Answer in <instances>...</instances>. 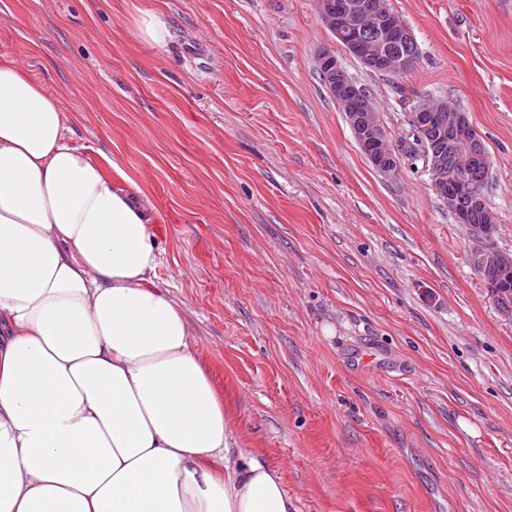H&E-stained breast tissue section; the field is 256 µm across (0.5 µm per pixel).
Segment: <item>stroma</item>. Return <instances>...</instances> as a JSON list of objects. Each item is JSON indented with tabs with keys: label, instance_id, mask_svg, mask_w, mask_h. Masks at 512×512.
<instances>
[{
	"label": "stroma",
	"instance_id": "obj_1",
	"mask_svg": "<svg viewBox=\"0 0 512 512\" xmlns=\"http://www.w3.org/2000/svg\"><path fill=\"white\" fill-rule=\"evenodd\" d=\"M389 2L406 74L335 52L392 142L422 100L466 114L512 253V0ZM332 41L312 0H0V60L152 203L154 282L299 512H512V316L423 157L389 179L360 151L317 73Z\"/></svg>",
	"mask_w": 512,
	"mask_h": 512
}]
</instances>
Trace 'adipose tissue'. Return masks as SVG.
<instances>
[{"label":"adipose tissue","instance_id":"adipose-tissue-1","mask_svg":"<svg viewBox=\"0 0 512 512\" xmlns=\"http://www.w3.org/2000/svg\"><path fill=\"white\" fill-rule=\"evenodd\" d=\"M0 61V512H298L238 448L146 206Z\"/></svg>","mask_w":512,"mask_h":512}]
</instances>
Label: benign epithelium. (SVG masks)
Returning <instances> with one entry per match:
<instances>
[{
	"mask_svg": "<svg viewBox=\"0 0 512 512\" xmlns=\"http://www.w3.org/2000/svg\"><path fill=\"white\" fill-rule=\"evenodd\" d=\"M312 2L335 41L346 43L348 52L363 66L394 76L409 71L414 58L392 51L391 43L397 39L411 40L413 34L390 11L388 0H345L336 8L329 0ZM315 60L321 70L330 73L332 80L326 82V88L344 113L362 153L381 175L396 176L401 169V157L409 153L413 143L405 142L401 151L390 144L373 100L362 94L331 48L318 50ZM411 125L413 137L422 146L433 191L448 204L457 223H470L471 212L483 209L474 173L488 165V156L472 133L466 114L446 101L428 100L414 107ZM462 200L467 206L460 205ZM496 227L492 213L485 214L483 222L473 227L481 244L470 250L468 260L471 266L493 268L508 280L512 278V254L490 246Z\"/></svg>",
	"mask_w": 512,
	"mask_h": 512,
	"instance_id": "7a95c632",
	"label": "benign epithelium"
}]
</instances>
